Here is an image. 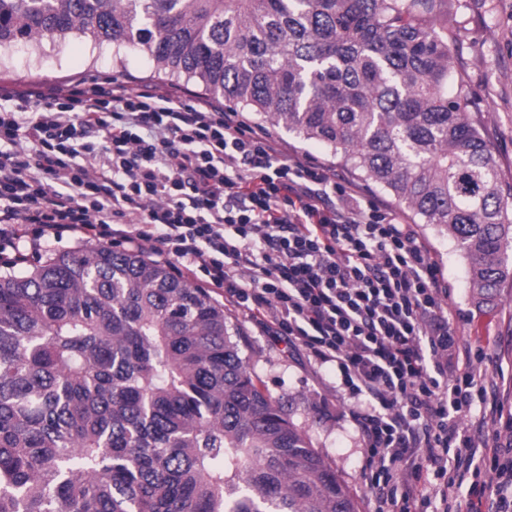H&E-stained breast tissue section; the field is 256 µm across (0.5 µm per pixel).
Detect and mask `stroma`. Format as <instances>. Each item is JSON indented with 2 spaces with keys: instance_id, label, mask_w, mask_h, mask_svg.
I'll list each match as a JSON object with an SVG mask.
<instances>
[{
  "instance_id": "obj_1",
  "label": "stroma",
  "mask_w": 512,
  "mask_h": 512,
  "mask_svg": "<svg viewBox=\"0 0 512 512\" xmlns=\"http://www.w3.org/2000/svg\"><path fill=\"white\" fill-rule=\"evenodd\" d=\"M451 14L456 77L469 91V111L498 155L503 183L512 184V0H452ZM70 81L136 87L160 85L164 78L147 55L76 35L0 51L2 92ZM272 133L289 154L324 166L365 198L394 207L382 189L340 166L322 146L301 142L278 127ZM417 230L448 285L455 336L479 351L478 373L493 379L498 402L512 412V282L503 284L496 306L477 308L471 299L469 262L455 243L433 225L421 224ZM224 311L231 329L239 333L241 355L257 384L307 430L314 448L358 496L360 512H369L372 497L360 470L363 442L350 421V400L335 367H316L279 337L259 335L244 312L230 305Z\"/></svg>"
}]
</instances>
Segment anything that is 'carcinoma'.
<instances>
[{
	"mask_svg": "<svg viewBox=\"0 0 512 512\" xmlns=\"http://www.w3.org/2000/svg\"><path fill=\"white\" fill-rule=\"evenodd\" d=\"M450 0H0V50L79 35L322 145L512 279V185L467 112ZM0 512H359L224 305L109 246L0 275Z\"/></svg>",
	"mask_w": 512,
	"mask_h": 512,
	"instance_id": "1",
	"label": "carcinoma"
}]
</instances>
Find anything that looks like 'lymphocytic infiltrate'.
<instances>
[{"label": "lymphocytic infiltrate", "instance_id": "lymphocytic-infiltrate-1", "mask_svg": "<svg viewBox=\"0 0 512 512\" xmlns=\"http://www.w3.org/2000/svg\"><path fill=\"white\" fill-rule=\"evenodd\" d=\"M0 106V269L52 244H120L332 363L373 512H512V448L460 421L503 409L448 326V289L402 216L177 88L57 83ZM495 475L462 493L460 470Z\"/></svg>", "mask_w": 512, "mask_h": 512}]
</instances>
